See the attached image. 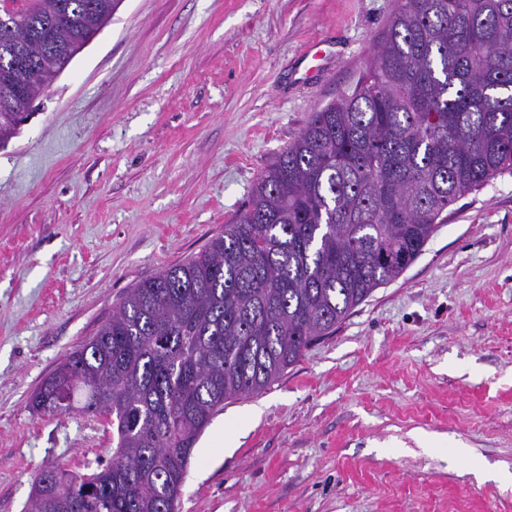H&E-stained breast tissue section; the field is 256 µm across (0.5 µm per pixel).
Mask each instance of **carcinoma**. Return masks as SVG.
Segmentation results:
<instances>
[{"label": "carcinoma", "mask_w": 512, "mask_h": 512, "mask_svg": "<svg viewBox=\"0 0 512 512\" xmlns=\"http://www.w3.org/2000/svg\"><path fill=\"white\" fill-rule=\"evenodd\" d=\"M0 0L44 66L108 0ZM26 117L0 111L14 136ZM512 174V0H397L354 91L311 114L245 209L198 252L128 289L43 380L30 409L105 417L112 478L56 466L31 512H176L224 402L257 394L422 253L443 213Z\"/></svg>", "instance_id": "obj_1"}]
</instances>
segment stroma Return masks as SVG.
<instances>
[{
    "mask_svg": "<svg viewBox=\"0 0 512 512\" xmlns=\"http://www.w3.org/2000/svg\"><path fill=\"white\" fill-rule=\"evenodd\" d=\"M396 0H121L0 147V512L112 457L29 398L137 282L244 209L350 94ZM320 64H312L314 50ZM512 174L449 207L336 334L200 435L178 512H512Z\"/></svg>",
    "mask_w": 512,
    "mask_h": 512,
    "instance_id": "obj_1",
    "label": "stroma"
}]
</instances>
